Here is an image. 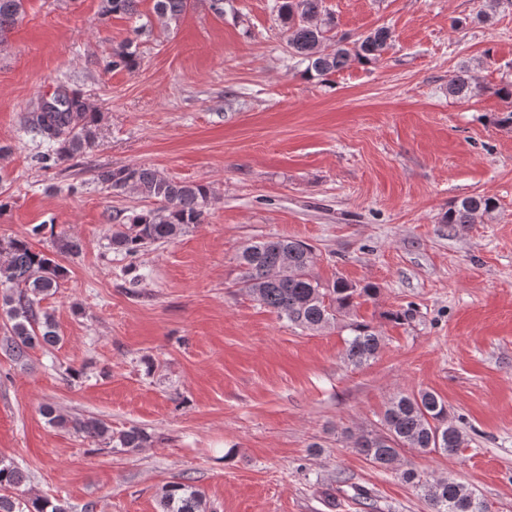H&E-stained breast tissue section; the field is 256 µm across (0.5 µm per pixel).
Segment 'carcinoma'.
<instances>
[{
    "instance_id": "obj_1",
    "label": "carcinoma",
    "mask_w": 512,
    "mask_h": 512,
    "mask_svg": "<svg viewBox=\"0 0 512 512\" xmlns=\"http://www.w3.org/2000/svg\"><path fill=\"white\" fill-rule=\"evenodd\" d=\"M102 2L106 16L131 18L139 14L140 0ZM323 3L324 0H280L276 5L278 16L287 24L289 52L307 62V74L327 77L351 61L378 62L392 41L390 29L380 27L354 40L339 35L334 17ZM190 6L191 0H155L154 10L158 21L168 26L178 22ZM23 14L24 0H0L1 41ZM137 64V53L130 42L113 50L105 61L108 69L130 70ZM449 91L455 96L474 97L477 87L471 85V76L463 73L450 83ZM98 121L99 114L92 110L82 91L66 90L62 111L47 112L38 106L23 116V128L39 134L48 144L46 152L37 157L46 168L93 147ZM93 179L114 192L132 188L152 201V208L134 212L123 217L122 223L112 225V246L131 257L147 244L171 241L203 223L213 198L207 183L177 182L146 166L100 167ZM496 209L491 197H464L448 207L445 223L474 224L482 217L492 216ZM7 249L9 258L0 265V284L9 285V293L0 300L11 325L0 348L21 362L30 350L52 347L61 340L52 314L42 310L40 302L59 287L65 268L52 255L33 250L23 237L10 240ZM238 261L242 268L238 284L278 318L307 330H319L345 318L349 331L348 363L359 368L377 357L382 336L369 323L354 317L360 300L377 295L376 285L359 286L342 277L322 282L313 273L317 263L314 248L293 238L251 241L242 248ZM42 414L59 428L106 440L114 449L133 451L151 440V435L140 427L114 433L101 418L68 419L50 406L43 407ZM380 425L375 433L361 431L351 435L353 448L378 467L392 465L404 448L450 456L467 442L462 429L448 422L446 402L430 391L394 396ZM403 479L422 493L432 512H489L485 501L451 479H430L413 468L403 472ZM24 482L26 475L19 467L0 460V512H68L63 504L48 499L7 495V491L19 489ZM158 505L160 512H208L204 495L188 478L166 486Z\"/></svg>"
}]
</instances>
